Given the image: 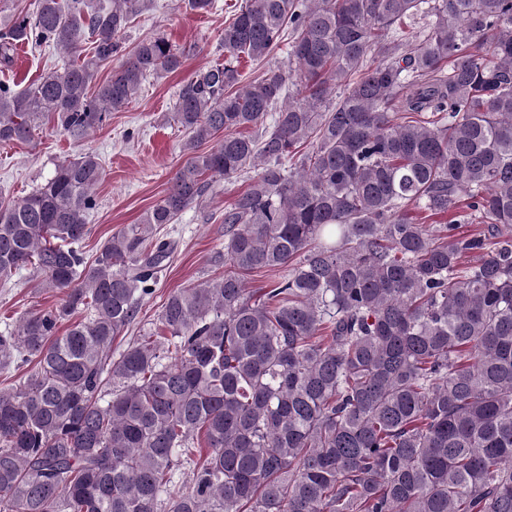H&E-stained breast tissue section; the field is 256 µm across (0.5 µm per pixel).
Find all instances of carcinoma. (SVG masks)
Segmentation results:
<instances>
[{
    "label": "carcinoma",
    "mask_w": 512,
    "mask_h": 512,
    "mask_svg": "<svg viewBox=\"0 0 512 512\" xmlns=\"http://www.w3.org/2000/svg\"><path fill=\"white\" fill-rule=\"evenodd\" d=\"M144 8L0 7V71L23 44L70 56L0 82V144L49 116L82 139L181 69L162 35L126 50ZM283 45L287 67L243 81ZM221 47L178 90L165 195L94 258L97 155L0 203V280L31 267L66 294L0 331V368L35 362L0 391V512H512V0H247ZM251 169L224 272L113 353L166 267L160 229Z\"/></svg>",
    "instance_id": "1"
}]
</instances>
